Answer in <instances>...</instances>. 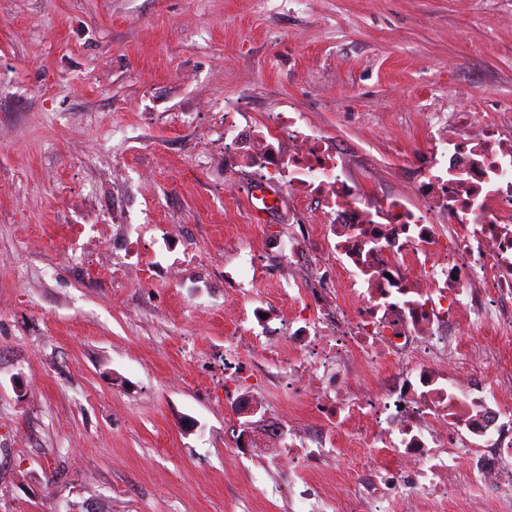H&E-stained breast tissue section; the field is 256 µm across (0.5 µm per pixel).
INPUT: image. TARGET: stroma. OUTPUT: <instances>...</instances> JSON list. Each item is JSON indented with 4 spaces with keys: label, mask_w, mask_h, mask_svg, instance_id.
<instances>
[{
    "label": "stroma",
    "mask_w": 512,
    "mask_h": 512,
    "mask_svg": "<svg viewBox=\"0 0 512 512\" xmlns=\"http://www.w3.org/2000/svg\"><path fill=\"white\" fill-rule=\"evenodd\" d=\"M232 101L310 114L384 194L428 145L418 113L512 129V0H0V512H289L287 477L248 494L262 451L229 455L218 395L238 297L224 242L269 265L288 221L258 210L250 175L202 162ZM116 203L140 264L175 257L161 227L182 224L209 265L180 288L69 265L67 225Z\"/></svg>",
    "instance_id": "1"
}]
</instances>
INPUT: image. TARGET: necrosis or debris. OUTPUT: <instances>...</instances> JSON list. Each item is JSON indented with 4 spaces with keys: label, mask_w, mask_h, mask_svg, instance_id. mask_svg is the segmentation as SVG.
<instances>
[{
    "label": "necrosis or debris",
    "mask_w": 512,
    "mask_h": 512,
    "mask_svg": "<svg viewBox=\"0 0 512 512\" xmlns=\"http://www.w3.org/2000/svg\"><path fill=\"white\" fill-rule=\"evenodd\" d=\"M221 118L225 169L290 206L287 236L268 242L295 314L261 304L236 316L224 392L242 426L262 407L254 386L308 395L318 434L277 417L260 429L270 464L303 485L291 512H447L450 493L473 485L493 491L491 512H512V135L466 108L421 113L433 133L416 179L376 198L307 113L252 116L228 102ZM67 237L68 262L97 250L118 284L138 254L103 214ZM182 238L163 225L183 256L146 278L177 285L184 264L208 266ZM471 328L485 344L465 339ZM332 469L335 494L309 479Z\"/></svg>",
    "instance_id": "necrosis-or-debris-1"
}]
</instances>
